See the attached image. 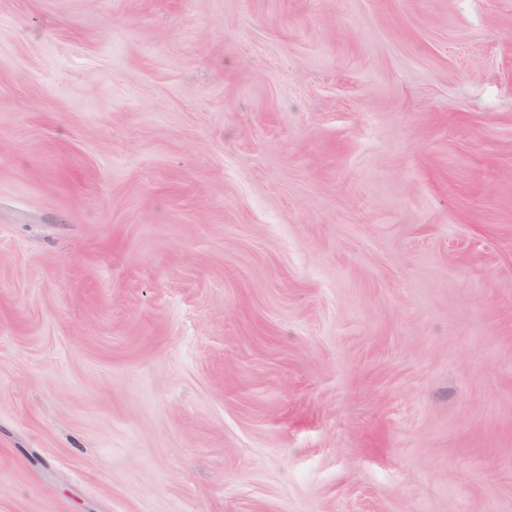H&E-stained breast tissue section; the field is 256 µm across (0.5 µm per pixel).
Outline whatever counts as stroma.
I'll list each match as a JSON object with an SVG mask.
<instances>
[{"mask_svg": "<svg viewBox=\"0 0 512 512\" xmlns=\"http://www.w3.org/2000/svg\"><path fill=\"white\" fill-rule=\"evenodd\" d=\"M0 512H512V0H0Z\"/></svg>", "mask_w": 512, "mask_h": 512, "instance_id": "obj_1", "label": "stroma"}]
</instances>
